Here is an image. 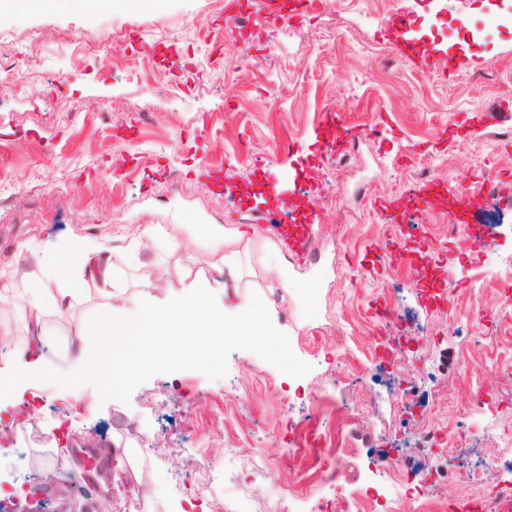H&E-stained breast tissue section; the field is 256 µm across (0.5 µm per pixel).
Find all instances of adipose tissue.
Here are the masks:
<instances>
[{
	"label": "adipose tissue",
	"mask_w": 512,
	"mask_h": 512,
	"mask_svg": "<svg viewBox=\"0 0 512 512\" xmlns=\"http://www.w3.org/2000/svg\"><path fill=\"white\" fill-rule=\"evenodd\" d=\"M101 244L83 243L79 264H72L69 247H61L45 262L41 272L26 276V315L34 327L33 340L17 350L14 363L0 369V393L22 394L42 372L41 340L53 317L63 315L79 287L85 283L109 280L112 271L101 261ZM152 276H145L136 293L120 303H107L94 322L79 325L77 336H94L97 350L77 346L72 354L76 364L67 381H78L90 373L102 378L127 375L151 369L157 362L174 355L168 337H182L196 357L213 359L214 337L238 336L250 324L263 320L264 305L252 297L241 304L213 307L209 279L195 277L186 292L163 304L153 303Z\"/></svg>",
	"instance_id": "ef3b65f1"
}]
</instances>
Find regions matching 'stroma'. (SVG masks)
<instances>
[{"label": "stroma", "instance_id": "stroma-1", "mask_svg": "<svg viewBox=\"0 0 512 512\" xmlns=\"http://www.w3.org/2000/svg\"><path fill=\"white\" fill-rule=\"evenodd\" d=\"M251 14L231 29L230 12ZM412 24L401 55L383 27ZM112 43L114 53L99 48ZM0 270L24 276L34 254L94 240L112 287L133 292L162 273L153 294L179 292L209 271V230L246 231L240 269L209 271L258 297L267 326L298 364L288 373L254 337L217 343L219 362L192 356L105 384L61 380L78 324L104 310L88 286L46 336L41 378L22 401L0 405V488L12 512H275L289 496L325 497L356 512L368 485L388 494L373 461L389 453L399 478L443 475L429 488L434 512H459L488 462L484 490L512 479L497 436L512 431V269L483 283L488 247L449 237L456 211L424 210L412 195L413 162L430 161L440 193L479 186L500 170L494 199L469 215L512 252V9L497 0H321L303 19L261 0H128L95 13L20 8L0 14ZM455 56L454 74L429 61ZM390 78H381L385 61ZM493 76L476 82V73ZM344 113L361 131L346 166L319 142L321 115ZM418 152L403 157L406 145ZM322 178L309 180V168ZM230 181L215 186L212 172ZM397 199L395 222L427 224L433 255L408 241L430 284L400 264L379 265L390 225L374 204ZM305 200L320 230L302 261L250 221V207L285 217ZM176 227L182 241L148 238ZM138 254L140 266L129 262ZM395 293L406 340L395 364H374V302ZM421 379L413 401L389 400L399 372ZM379 399V412L367 411ZM488 436L466 439L471 403ZM447 441L422 457L419 434ZM341 440L328 471L305 447L308 431ZM95 459L87 468L86 459ZM194 473L199 491L182 488Z\"/></svg>", "mask_w": 512, "mask_h": 512}]
</instances>
